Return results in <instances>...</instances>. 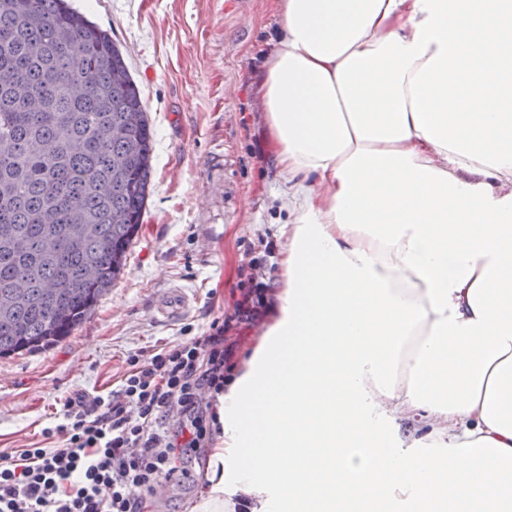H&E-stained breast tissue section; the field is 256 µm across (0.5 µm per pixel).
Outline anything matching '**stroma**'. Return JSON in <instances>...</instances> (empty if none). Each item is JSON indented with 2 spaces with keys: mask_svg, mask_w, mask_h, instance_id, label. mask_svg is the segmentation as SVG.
Instances as JSON below:
<instances>
[{
  "mask_svg": "<svg viewBox=\"0 0 512 512\" xmlns=\"http://www.w3.org/2000/svg\"><path fill=\"white\" fill-rule=\"evenodd\" d=\"M125 54L154 129L151 194L121 278L68 338L0 357V453L41 442L66 397L115 388L129 354L197 336L260 265L280 287L286 221L256 95L277 0H68ZM179 290L189 310L158 305Z\"/></svg>",
  "mask_w": 512,
  "mask_h": 512,
  "instance_id": "stroma-1",
  "label": "stroma"
}]
</instances>
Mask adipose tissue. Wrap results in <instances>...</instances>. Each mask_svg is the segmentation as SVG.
<instances>
[{
    "mask_svg": "<svg viewBox=\"0 0 512 512\" xmlns=\"http://www.w3.org/2000/svg\"><path fill=\"white\" fill-rule=\"evenodd\" d=\"M279 8L282 283L194 512H512V0Z\"/></svg>",
    "mask_w": 512,
    "mask_h": 512,
    "instance_id": "adipose-tissue-1",
    "label": "adipose tissue"
}]
</instances>
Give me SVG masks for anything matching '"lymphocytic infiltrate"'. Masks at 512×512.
I'll list each match as a JSON object with an SVG mask.
<instances>
[{"mask_svg":"<svg viewBox=\"0 0 512 512\" xmlns=\"http://www.w3.org/2000/svg\"><path fill=\"white\" fill-rule=\"evenodd\" d=\"M248 288L198 336L128 357L116 389L66 398L44 444L0 454V512H144L158 487L188 478L217 422L241 329L259 327L272 287Z\"/></svg>","mask_w":512,"mask_h":512,"instance_id":"1","label":"lymphocytic infiltrate"}]
</instances>
